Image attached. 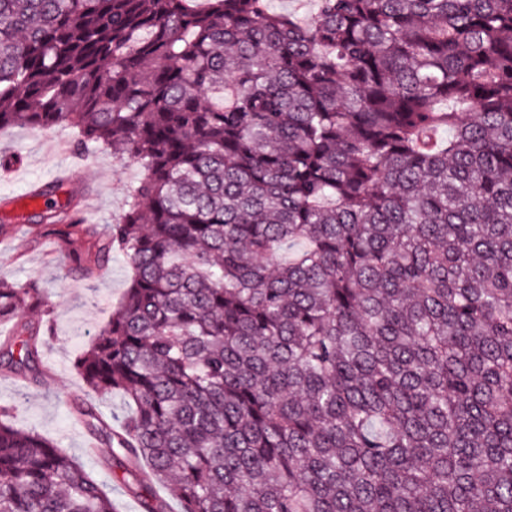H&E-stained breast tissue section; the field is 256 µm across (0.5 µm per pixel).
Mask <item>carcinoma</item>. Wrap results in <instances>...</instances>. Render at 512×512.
Masks as SVG:
<instances>
[{
  "label": "carcinoma",
  "instance_id": "carcinoma-1",
  "mask_svg": "<svg viewBox=\"0 0 512 512\" xmlns=\"http://www.w3.org/2000/svg\"><path fill=\"white\" fill-rule=\"evenodd\" d=\"M206 2L0 0V130L141 171L107 233L53 186L30 230L130 270L72 364L103 469L143 512H512V0ZM49 316L0 279L1 366ZM11 416L0 512H114ZM271 6L275 11L290 13L301 21H307L316 10L315 0H272Z\"/></svg>",
  "mask_w": 512,
  "mask_h": 512
}]
</instances>
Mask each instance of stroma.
<instances>
[{
  "label": "stroma",
  "mask_w": 512,
  "mask_h": 512,
  "mask_svg": "<svg viewBox=\"0 0 512 512\" xmlns=\"http://www.w3.org/2000/svg\"><path fill=\"white\" fill-rule=\"evenodd\" d=\"M73 138V131L64 127L0 131V157L18 164L15 172L0 178V225L12 227L10 236H0V278L20 285L39 280L52 325L42 349L47 377L35 382L0 368V406L13 407L15 426L54 439L92 470L108 451L102 448L97 455H87L86 432L70 417L72 405L84 396L72 360L97 336L113 306L124 297L128 269L116 253L95 278L86 279L70 271L67 252L53 233L30 243L27 227L38 208L29 195L33 187L58 185L62 194L80 197L86 223L102 231L122 214L127 190L140 171L107 149L76 155Z\"/></svg>",
  "instance_id": "stroma-1"
}]
</instances>
